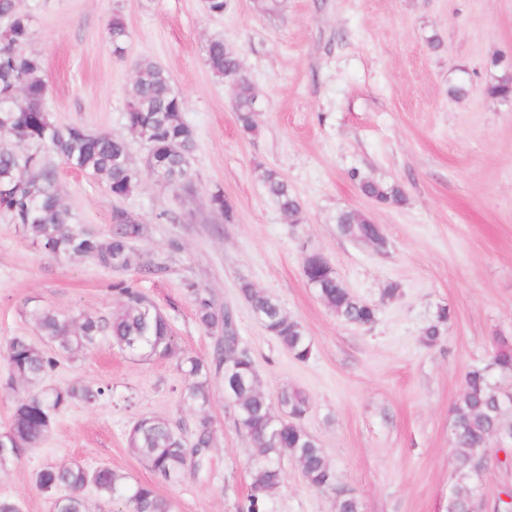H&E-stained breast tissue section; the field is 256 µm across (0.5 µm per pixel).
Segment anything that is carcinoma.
I'll list each match as a JSON object with an SVG mask.
<instances>
[{
    "mask_svg": "<svg viewBox=\"0 0 512 512\" xmlns=\"http://www.w3.org/2000/svg\"><path fill=\"white\" fill-rule=\"evenodd\" d=\"M0 19L6 20L0 28V211L32 235L34 243L48 254L91 259L112 270H165L160 262L134 252L132 242L141 235V225L116 216L112 235L103 240L78 224L75 213L62 203L57 161L104 179L109 194L117 198L137 187L139 171L132 166L124 138L51 118L44 106L48 88L40 76L42 58L22 51L33 36L31 17L19 12L17 0H0ZM108 35L114 51H124L129 31L120 16H112ZM206 54L213 74L234 86L233 110L242 132L255 135L258 99L237 52L216 38L208 43ZM135 70L126 126L153 157L162 183L190 195L194 192L190 162L196 137L184 117V101L174 91L167 72L151 58L138 60ZM488 92L497 98L512 97V73L496 77ZM350 178L381 205L398 206L404 200L402 190L394 184L376 181L356 169L350 171ZM262 183L266 196L291 223H301L303 206L288 181L273 170H265ZM336 224L353 241L373 245L383 241L382 229L357 211L337 214ZM305 275L338 317L358 325L375 322L376 308L344 288L336 271L325 262H308ZM113 291L121 298V308L112 316L77 319L34 308L30 317L40 328L42 344L14 336L0 350L9 369L5 386L12 389L17 381L28 386L27 394L14 405L9 426L18 447L0 454V468L25 449L42 443L56 416L70 406H94L101 401L106 391L100 386L75 382L45 388L43 383L63 358L96 348L107 339L131 355L174 362L184 375L183 399L201 413L210 402L212 374L222 371L225 386L234 390L229 405L233 423L252 445L253 493L239 512H265V497L280 483V461L285 455L298 463L310 487L333 496L341 491L322 448L303 425L309 409L306 396L295 390L284 391L280 403L289 416L274 414L271 402L259 388L255 361L238 336L229 308L216 307L214 300L197 288L188 289L199 323L217 337L212 361L207 363L181 349L167 316L142 291L123 282L115 284ZM240 293L266 332L289 354L300 362L311 357L309 336L276 298L257 291L247 281L240 283ZM447 321L448 310H440L425 332V342L430 344L440 336ZM496 374L512 376V347L507 344L496 348L489 364L465 373L461 393L451 406L450 447L459 466L447 512H481L484 508L478 471L487 460L474 450L487 448L498 439L504 448L512 447V420L507 418L512 395L493 381ZM186 432L183 425L165 419L139 418L130 429L129 445L158 478L169 481L189 467L200 468L212 446L207 418L201 417L194 424L192 441L186 440ZM47 483L66 490L53 500V512H91L85 496L89 486L100 499L121 505L120 512H175L172 500L158 495L153 485L133 482L108 466H48L36 473L35 487L39 490Z\"/></svg>",
    "mask_w": 512,
    "mask_h": 512,
    "instance_id": "1",
    "label": "carcinoma"
}]
</instances>
